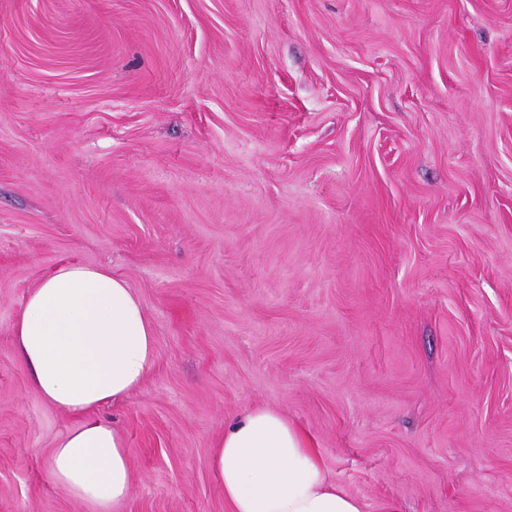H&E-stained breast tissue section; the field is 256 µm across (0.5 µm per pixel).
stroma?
I'll use <instances>...</instances> for the list:
<instances>
[{
  "instance_id": "35a3bbf8",
  "label": "stroma",
  "mask_w": 512,
  "mask_h": 512,
  "mask_svg": "<svg viewBox=\"0 0 512 512\" xmlns=\"http://www.w3.org/2000/svg\"><path fill=\"white\" fill-rule=\"evenodd\" d=\"M64 264L156 336L115 512H229L256 405L364 512H512V0H0V512H88L12 336Z\"/></svg>"
}]
</instances>
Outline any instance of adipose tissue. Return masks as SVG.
I'll use <instances>...</instances> for the list:
<instances>
[{"label": "adipose tissue", "mask_w": 512, "mask_h": 512, "mask_svg": "<svg viewBox=\"0 0 512 512\" xmlns=\"http://www.w3.org/2000/svg\"><path fill=\"white\" fill-rule=\"evenodd\" d=\"M13 337L32 388L80 418L51 451V478L91 512H113L129 494L130 452L96 411L127 397L154 365L142 300L108 269L67 264L30 291ZM211 464L231 512H363L328 479L311 436L268 407L225 427Z\"/></svg>", "instance_id": "adipose-tissue-1"}]
</instances>
